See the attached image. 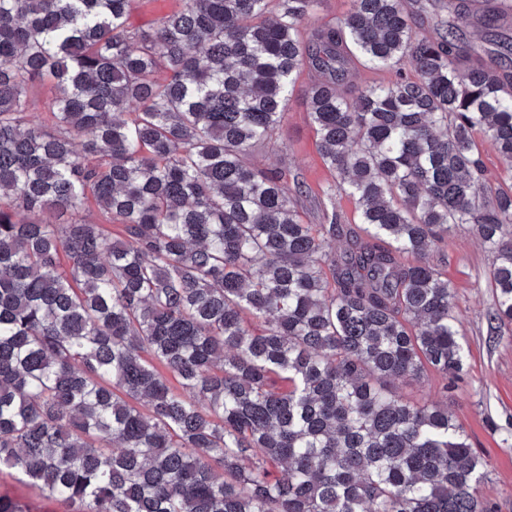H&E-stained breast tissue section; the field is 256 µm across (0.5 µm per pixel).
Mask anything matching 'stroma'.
<instances>
[{"mask_svg":"<svg viewBox=\"0 0 512 512\" xmlns=\"http://www.w3.org/2000/svg\"><path fill=\"white\" fill-rule=\"evenodd\" d=\"M319 75L303 69L288 97L286 117L276 138L254 152L260 164H279L289 182H304L308 194L299 201L302 219L321 224L338 212L350 229H358V204L345 195L328 198L334 182L319 150V140L305 101V92ZM446 272L460 316V333L469 348L467 372L449 393L448 403L485 460L479 486L495 512H512V323L490 326L495 299L486 272L492 262L473 233L453 229L429 256ZM0 493L22 499L32 512H73L72 506L47 496L12 470L0 471Z\"/></svg>","mask_w":512,"mask_h":512,"instance_id":"stroma-1","label":"stroma"}]
</instances>
